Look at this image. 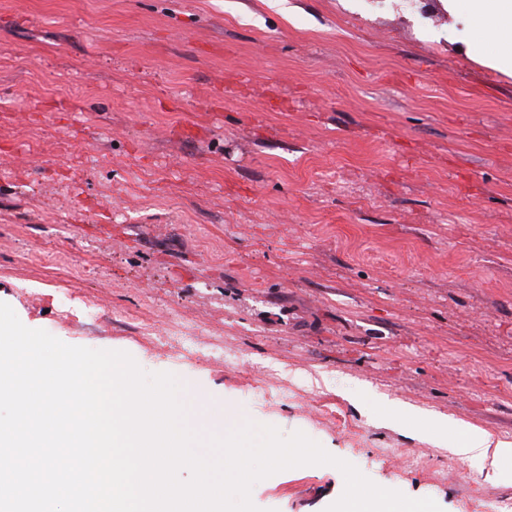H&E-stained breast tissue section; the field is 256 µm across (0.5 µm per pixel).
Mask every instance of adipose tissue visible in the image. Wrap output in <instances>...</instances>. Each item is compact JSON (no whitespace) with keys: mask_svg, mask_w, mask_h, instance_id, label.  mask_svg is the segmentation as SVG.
I'll use <instances>...</instances> for the list:
<instances>
[{"mask_svg":"<svg viewBox=\"0 0 512 512\" xmlns=\"http://www.w3.org/2000/svg\"><path fill=\"white\" fill-rule=\"evenodd\" d=\"M452 15L463 16L472 38L469 54L479 63L502 73H512V0H446ZM454 453L460 457L482 456L492 461L512 458V445L494 440L478 428L460 430Z\"/></svg>","mask_w":512,"mask_h":512,"instance_id":"ef3b65f1","label":"adipose tissue"}]
</instances>
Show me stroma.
Segmentation results:
<instances>
[{
  "instance_id": "1",
  "label": "stroma",
  "mask_w": 512,
  "mask_h": 512,
  "mask_svg": "<svg viewBox=\"0 0 512 512\" xmlns=\"http://www.w3.org/2000/svg\"><path fill=\"white\" fill-rule=\"evenodd\" d=\"M465 30L404 0H0V302L443 512L512 500L511 459L450 452L460 422L512 442V75ZM344 488L302 466L251 499Z\"/></svg>"
}]
</instances>
